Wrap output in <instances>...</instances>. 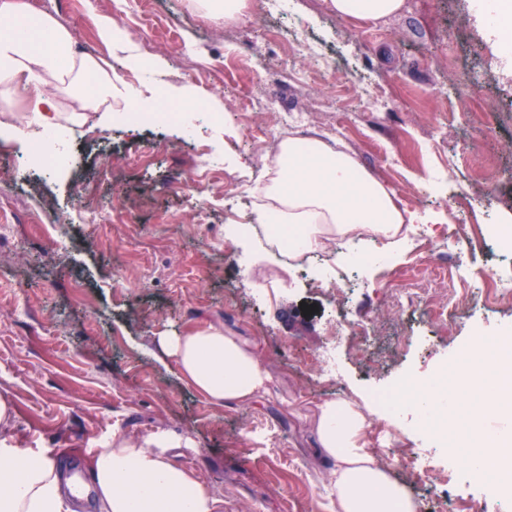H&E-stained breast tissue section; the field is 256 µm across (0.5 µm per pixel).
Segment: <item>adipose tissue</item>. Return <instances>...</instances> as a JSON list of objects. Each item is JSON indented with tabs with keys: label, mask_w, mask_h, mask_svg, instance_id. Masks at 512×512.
Segmentation results:
<instances>
[{
	"label": "adipose tissue",
	"mask_w": 512,
	"mask_h": 512,
	"mask_svg": "<svg viewBox=\"0 0 512 512\" xmlns=\"http://www.w3.org/2000/svg\"><path fill=\"white\" fill-rule=\"evenodd\" d=\"M341 19H379L400 11L403 0H326ZM497 60L512 71V0H471ZM72 32L56 19L23 9L18 0H0V93L25 101L19 113L6 116L0 128L21 133L31 124L44 130L62 122L79 123L88 113L101 123L112 119L115 88L105 59L72 49ZM94 87H87L88 74ZM281 181L275 189L279 208L259 213V223L276 219L308 249L335 245L359 232L391 238L413 221L388 189L361 173L345 152L321 141L292 138L288 153L278 156ZM159 346L171 356L182 381L217 406L246 404L267 388L269 374L256 345L207 323ZM491 337L475 336L468 346L474 363L472 407L494 411L497 367ZM15 416L8 395L0 394V512H76L82 496L60 464L34 449L15 447L5 430ZM311 426L321 453L333 467L330 483L336 512H419L420 505L393 479L392 462L368 448L371 412L352 401L327 400L318 405ZM484 445L467 459L471 470L503 490L512 489V444L495 431L483 434ZM166 440L156 435L131 437L113 433L88 464L96 491L97 512H221L222 501L195 471L172 462L163 452Z\"/></svg>",
	"instance_id": "obj_1"
}]
</instances>
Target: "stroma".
Wrapping results in <instances>:
<instances>
[{"mask_svg":"<svg viewBox=\"0 0 512 512\" xmlns=\"http://www.w3.org/2000/svg\"><path fill=\"white\" fill-rule=\"evenodd\" d=\"M42 2L43 13L73 31L80 52L109 59L116 73L152 65L154 80L132 97L116 93L112 125L76 126L63 171L21 168L31 141L0 134V167L12 170L0 178V393L16 408L8 436L83 471L113 432L162 434L173 443L172 460L198 473L223 512H336L332 464L310 426L317 405L372 404L394 379L455 362L476 333L512 336V303L467 301L448 325L433 316L444 286L411 307L391 298L398 273L431 258L437 228L463 221L481 233L512 217V184L473 195L483 171L512 167V74L496 64L469 0H404L366 39L326 0H280L277 10L247 0V22L231 24L198 11L195 0H155L174 42L139 31L132 2L122 9L113 0ZM94 15L118 19L122 37L113 47L83 24ZM313 56L326 65L309 77ZM462 70L469 96L496 104L498 124L479 115L453 121V80ZM161 91L174 111L230 121L201 123L193 138L179 123L120 121L130 100L150 101ZM252 95L309 113L313 132L341 127L358 166L427 220L426 240L326 286L268 255L258 239L226 235L227 225L246 222L242 200L273 159L251 139L266 114L238 110ZM371 97L382 101L380 110L365 108ZM135 150L151 151L149 166L122 168L119 156ZM204 150L221 176L205 183L208 221L199 224L185 199ZM468 196L472 209H459ZM96 203L119 208L126 222L79 223L84 206ZM62 220L67 234L60 237L52 227ZM216 230L222 243L213 240ZM274 276L280 287L254 299L251 289ZM305 304L311 314H303ZM339 315L371 318L376 336L367 345L344 340L335 379L315 356ZM205 322L258 345L271 376L266 392L247 404L215 406L177 376L172 359H156L159 337ZM421 447L442 459L421 425L401 429L394 446L378 453L394 461V478L420 512H452L460 497L467 512H503L502 493L463 462L453 464L456 483L417 481L406 462Z\"/></svg>","mask_w":512,"mask_h":512,"instance_id":"1","label":"stroma"}]
</instances>
